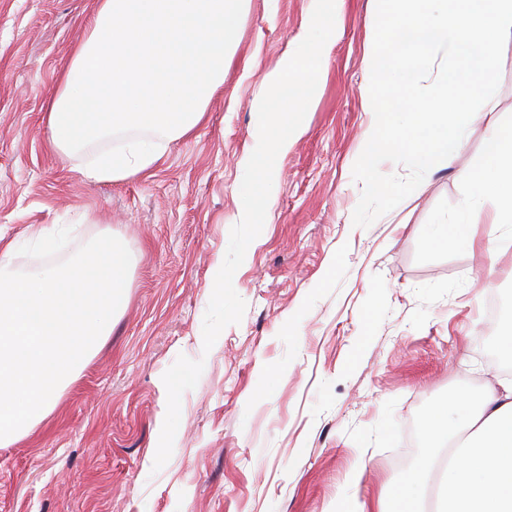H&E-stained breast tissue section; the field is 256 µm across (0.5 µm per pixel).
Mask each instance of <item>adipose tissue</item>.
Here are the masks:
<instances>
[{
	"label": "adipose tissue",
	"mask_w": 512,
	"mask_h": 512,
	"mask_svg": "<svg viewBox=\"0 0 512 512\" xmlns=\"http://www.w3.org/2000/svg\"><path fill=\"white\" fill-rule=\"evenodd\" d=\"M245 0H96L43 120L50 147L92 183L148 174L194 132L224 85ZM364 56L366 122L355 171L376 157L408 160L413 178L389 196L416 201L477 126L482 160L434 241L469 251L512 248V123L501 112L497 48L512 39V0H373ZM415 467L397 477L391 508L512 512V377L451 395L417 429Z\"/></svg>",
	"instance_id": "adipose-tissue-1"
}]
</instances>
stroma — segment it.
Here are the masks:
<instances>
[{
  "label": "stroma",
  "mask_w": 512,
  "mask_h": 512,
  "mask_svg": "<svg viewBox=\"0 0 512 512\" xmlns=\"http://www.w3.org/2000/svg\"><path fill=\"white\" fill-rule=\"evenodd\" d=\"M94 3L0 0V232L81 213L86 236L113 230L133 253L110 336L34 431L0 447V512H325L359 462L356 495L376 505L419 454L402 448L401 428L507 374L490 355L503 318L476 293L486 255L430 238L487 132L477 127L399 214L382 203L410 175L395 159L370 163L379 196L354 190L371 0H345L305 132L280 164L273 217L233 276L244 316L183 394L157 471L162 377L196 356L211 270L241 205L251 102L311 2L248 0L205 121L149 176L112 183L72 173L42 120Z\"/></svg>",
  "instance_id": "stroma-1"
}]
</instances>
